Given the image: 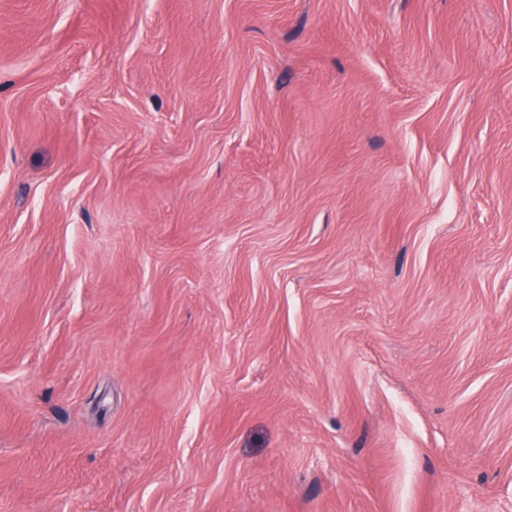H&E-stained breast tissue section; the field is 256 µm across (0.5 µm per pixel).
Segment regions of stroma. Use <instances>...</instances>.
<instances>
[{"mask_svg":"<svg viewBox=\"0 0 512 512\" xmlns=\"http://www.w3.org/2000/svg\"><path fill=\"white\" fill-rule=\"evenodd\" d=\"M0 512H512V0H0Z\"/></svg>","mask_w":512,"mask_h":512,"instance_id":"stroma-1","label":"stroma"}]
</instances>
